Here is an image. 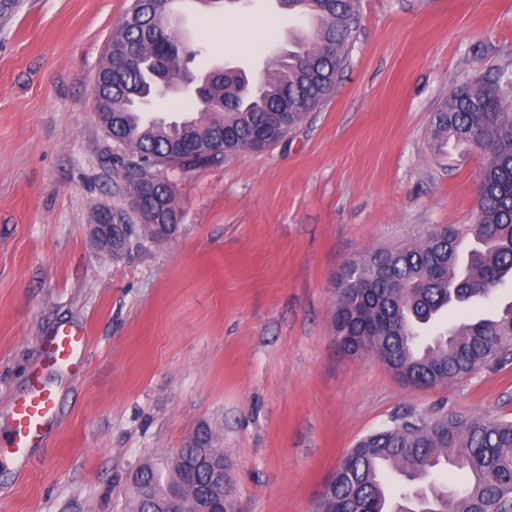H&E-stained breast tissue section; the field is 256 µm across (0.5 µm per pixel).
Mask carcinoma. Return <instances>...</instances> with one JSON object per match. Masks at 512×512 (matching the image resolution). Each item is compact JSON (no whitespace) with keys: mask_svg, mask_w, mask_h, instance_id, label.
<instances>
[{"mask_svg":"<svg viewBox=\"0 0 512 512\" xmlns=\"http://www.w3.org/2000/svg\"><path fill=\"white\" fill-rule=\"evenodd\" d=\"M173 2L132 0L96 79V110L112 139L131 151L125 177L143 198L137 213L155 240L172 235L177 218L168 184L148 166L219 160L281 140L336 92L356 31V0H312L319 16L316 40L297 42L273 58L257 84L241 69L216 68L201 81L198 116L146 121L137 105L163 94L160 77L176 81L197 56L171 23ZM285 106L286 128L278 121ZM430 127L437 149L452 140L487 157L474 222L442 225L348 261L338 275L330 325L345 353H374L397 378L419 387L448 384L512 358V302L422 339L443 311L486 300L512 280V111L497 81L479 79L454 89ZM119 220L108 228L116 259L136 232L126 216ZM217 455L224 452L200 428L166 467L143 465L134 478L131 512H160L163 491L172 483L183 485L197 512H205L216 495L209 469L188 472L185 464ZM441 465L465 471L468 484L451 495L433 483L402 493L393 512H512V421L413 411L356 443L330 477L316 512H386L387 472L416 481Z\"/></svg>","mask_w":512,"mask_h":512,"instance_id":"cac0c4a2","label":"carcinoma"}]
</instances>
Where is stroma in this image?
Here are the masks:
<instances>
[{
    "label": "stroma",
    "instance_id": "35a3bbf8",
    "mask_svg": "<svg viewBox=\"0 0 512 512\" xmlns=\"http://www.w3.org/2000/svg\"><path fill=\"white\" fill-rule=\"evenodd\" d=\"M21 3L0 22V417L36 370L63 410L0 471V512H130L136 470L203 426L234 512H314L346 452L399 413L512 419V360L418 389L330 330L347 260L472 223L486 158L435 151L430 119L482 77L512 101V0H357L335 93L267 148L154 167L177 229L120 259L92 241L103 212L132 210L95 78L131 0ZM174 22L195 75L233 62L257 80L300 18L238 0ZM200 107L173 90L145 111ZM63 323L90 336L85 369L46 366L41 338Z\"/></svg>",
    "mask_w": 512,
    "mask_h": 512
}]
</instances>
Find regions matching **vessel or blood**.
Returning <instances> with one entry per match:
<instances>
[{"label": "vessel or blood", "instance_id": "obj_1", "mask_svg": "<svg viewBox=\"0 0 512 512\" xmlns=\"http://www.w3.org/2000/svg\"><path fill=\"white\" fill-rule=\"evenodd\" d=\"M42 341L51 366L76 369L88 358L90 341L84 328L56 327ZM58 414L55 390L44 384L40 376H33L25 394L14 402L7 421L0 424V464L28 461L31 449L43 443Z\"/></svg>", "mask_w": 512, "mask_h": 512}]
</instances>
